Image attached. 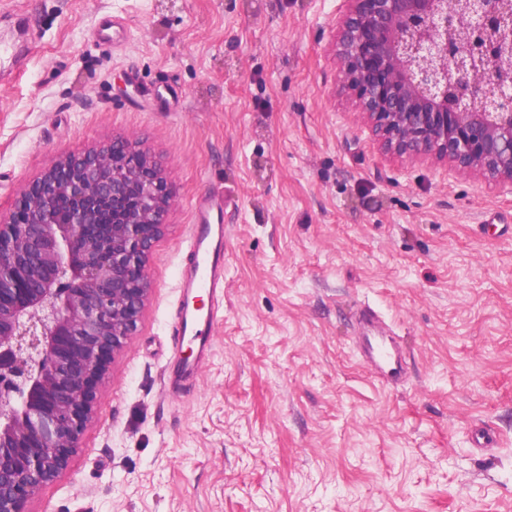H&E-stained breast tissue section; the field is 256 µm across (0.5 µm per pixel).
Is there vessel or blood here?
I'll return each instance as SVG.
<instances>
[{
  "label": "vessel or blood",
  "mask_w": 512,
  "mask_h": 512,
  "mask_svg": "<svg viewBox=\"0 0 512 512\" xmlns=\"http://www.w3.org/2000/svg\"><path fill=\"white\" fill-rule=\"evenodd\" d=\"M215 202L203 198L195 205V221L190 240L189 263L182 276L185 297L176 316L173 340L196 346L195 360L178 362L171 374L172 384L195 377L201 367L200 359L206 356L209 339L207 327L214 322L224 299V226L212 223ZM362 320L370 333L358 337L357 353L367 369L382 383L394 388L405 377L407 355L397 337L381 326L372 308H364Z\"/></svg>",
  "instance_id": "obj_1"
}]
</instances>
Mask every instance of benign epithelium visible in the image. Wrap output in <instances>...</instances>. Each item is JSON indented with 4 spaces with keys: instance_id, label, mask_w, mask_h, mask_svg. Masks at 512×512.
I'll return each mask as SVG.
<instances>
[{
    "instance_id": "obj_1",
    "label": "benign epithelium",
    "mask_w": 512,
    "mask_h": 512,
    "mask_svg": "<svg viewBox=\"0 0 512 512\" xmlns=\"http://www.w3.org/2000/svg\"><path fill=\"white\" fill-rule=\"evenodd\" d=\"M348 3L341 83L385 149L512 187V0ZM171 201L126 138L62 156L0 214V512H28L67 470L149 299Z\"/></svg>"
}]
</instances>
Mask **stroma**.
Instances as JSON below:
<instances>
[{
  "mask_svg": "<svg viewBox=\"0 0 512 512\" xmlns=\"http://www.w3.org/2000/svg\"><path fill=\"white\" fill-rule=\"evenodd\" d=\"M345 0H0V212L130 138L170 188L151 293L29 512H512V188L385 152L339 80ZM114 22L106 37L101 18ZM224 307L166 390L205 195ZM409 375L373 380L363 305ZM483 426L496 447L471 448Z\"/></svg>",
  "mask_w": 512,
  "mask_h": 512,
  "instance_id": "1",
  "label": "stroma"
}]
</instances>
